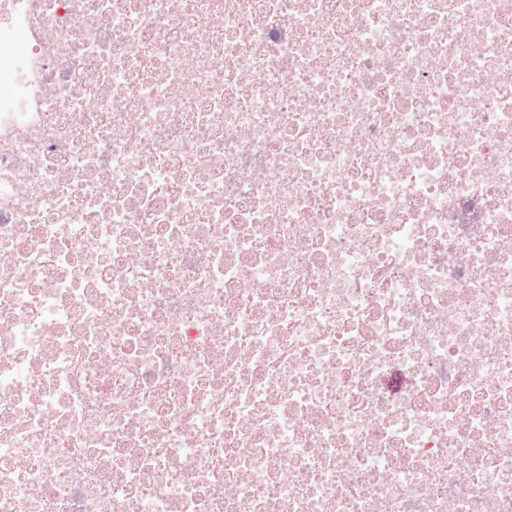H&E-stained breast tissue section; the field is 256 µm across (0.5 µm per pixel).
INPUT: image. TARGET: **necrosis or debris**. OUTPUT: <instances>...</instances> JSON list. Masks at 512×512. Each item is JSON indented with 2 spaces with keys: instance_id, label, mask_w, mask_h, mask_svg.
Returning a JSON list of instances; mask_svg holds the SVG:
<instances>
[{
  "instance_id": "4bbe7bcc",
  "label": "necrosis or debris",
  "mask_w": 512,
  "mask_h": 512,
  "mask_svg": "<svg viewBox=\"0 0 512 512\" xmlns=\"http://www.w3.org/2000/svg\"><path fill=\"white\" fill-rule=\"evenodd\" d=\"M0 512H512V0H0Z\"/></svg>"
}]
</instances>
